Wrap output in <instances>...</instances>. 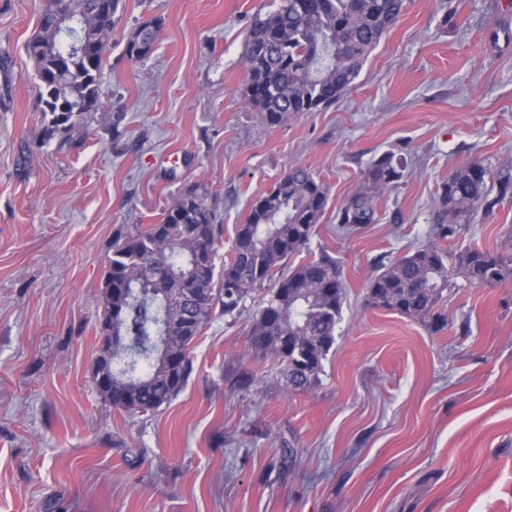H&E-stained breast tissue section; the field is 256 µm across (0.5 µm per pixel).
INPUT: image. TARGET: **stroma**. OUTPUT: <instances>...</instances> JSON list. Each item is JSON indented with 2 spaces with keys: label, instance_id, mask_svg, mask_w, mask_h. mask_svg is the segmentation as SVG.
I'll list each match as a JSON object with an SVG mask.
<instances>
[{
  "label": "stroma",
  "instance_id": "stroma-1",
  "mask_svg": "<svg viewBox=\"0 0 512 512\" xmlns=\"http://www.w3.org/2000/svg\"><path fill=\"white\" fill-rule=\"evenodd\" d=\"M46 5L0 0V512H512V281L444 292L439 332L366 302L378 261L430 241L449 172L512 168V0H407L353 89L278 127L239 87L247 31L280 0H122L100 105L70 144L44 140L23 50ZM154 18V53L128 60L123 38ZM385 151L405 178L377 223L340 231L335 207ZM295 162L329 188L312 245L347 285L319 385L289 391L282 365L247 354L250 316L216 312L175 399L114 410L93 379L114 238L195 188L228 254ZM474 243L512 252V202L452 246Z\"/></svg>",
  "mask_w": 512,
  "mask_h": 512
}]
</instances>
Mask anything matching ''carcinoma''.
<instances>
[{
  "mask_svg": "<svg viewBox=\"0 0 512 512\" xmlns=\"http://www.w3.org/2000/svg\"><path fill=\"white\" fill-rule=\"evenodd\" d=\"M87 16L81 37L86 52L70 55L74 32L39 22L24 45L33 64L43 140L67 142L82 113L100 104V77L112 48L121 0H76ZM405 0H281L278 9L251 25L242 54V92L270 127L320 112L356 85L363 65L398 22ZM160 22L132 28L123 55L141 62L153 52ZM406 164L393 152L371 158L358 185L336 208L342 228L372 224L377 205L404 177ZM512 201V169L491 176L478 160L464 163L439 185L430 210L432 242L377 265L366 300L375 308L448 325L435 311L443 292L494 287L512 279V255L480 247L450 251L471 219ZM329 205V189L309 168L292 163L251 205L237 225L229 259L216 262L223 227L202 194L188 189L158 224L139 225L112 241L102 287L103 311H112L117 359L100 366L112 378L101 395L127 414L170 403L193 372L191 349L217 307L226 316L263 294L252 317L248 347L284 365L288 388L308 392L320 382L323 361L335 343L346 285L335 256L322 248L310 260L288 266L310 249Z\"/></svg>",
  "mask_w": 512,
  "mask_h": 512,
  "instance_id": "obj_1",
  "label": "carcinoma"
}]
</instances>
